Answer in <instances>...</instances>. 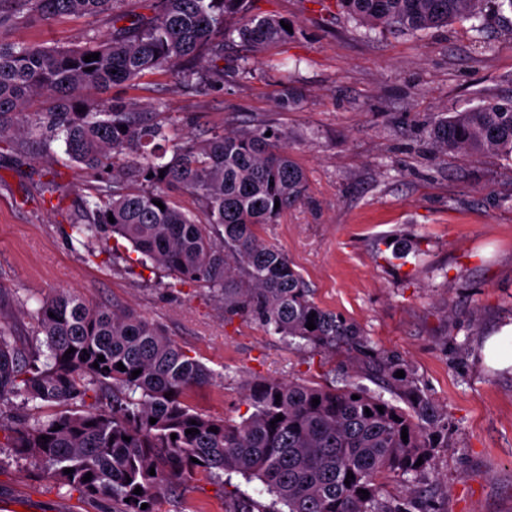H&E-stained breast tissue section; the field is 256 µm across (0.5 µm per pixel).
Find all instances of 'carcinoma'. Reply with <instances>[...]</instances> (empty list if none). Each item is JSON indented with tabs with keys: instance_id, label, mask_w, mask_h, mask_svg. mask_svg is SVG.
<instances>
[{
	"instance_id": "cac0c4a2",
	"label": "carcinoma",
	"mask_w": 512,
	"mask_h": 512,
	"mask_svg": "<svg viewBox=\"0 0 512 512\" xmlns=\"http://www.w3.org/2000/svg\"><path fill=\"white\" fill-rule=\"evenodd\" d=\"M118 2L0 0L1 29L33 16L112 12V34L68 47L0 43V142L26 152L27 144L12 139L24 127L45 153L57 146L72 164L99 175L112 170V178L89 187L85 214L71 224L89 254L110 232L130 243L141 263L205 284L224 299L227 324L254 321L287 343L300 339L327 352L357 350L366 356L362 374L381 381L393 400L352 382L264 379L244 385L250 413L241 421L213 417L187 401L189 389L212 379L211 370L160 326L133 310L92 306L60 291L36 311L48 351L42 367L24 370L20 349L0 326V405L21 396L26 402L79 403L83 410L0 424L7 447L84 498L112 502V512H156L162 496L198 472L225 487L235 475L257 480L272 496L265 503L236 486L233 512H411L422 504L420 490L412 489L405 502L389 503L382 500L383 480L418 482L447 423L414 381L396 377L407 370L404 360L371 352L360 328L319 306L286 254L259 235L262 225L275 223L307 195L306 174L288 145L260 127L175 142L159 120L162 100L146 108L94 98L184 62L192 66L179 71L180 82L195 91L213 77L197 63L217 67L224 46L237 39L252 48L288 39L282 18L253 14L254 0H144L152 15L130 20L116 11ZM505 5L512 8V0H328L326 10L368 29L418 34L484 18ZM94 53L98 59L84 61ZM37 96L53 97L55 106L26 113ZM432 145L462 157L512 160V98H484L438 118ZM174 190L192 197L197 212L178 205ZM310 316L313 330L307 328ZM71 347L75 352L67 359ZM100 355L105 361L95 368ZM119 362L126 370L118 369ZM169 392L173 396L165 397ZM314 398L320 400L316 406ZM57 425L61 429L53 430ZM193 427L199 433H186ZM66 468L74 472L66 474ZM349 472L354 479L347 485ZM137 487L139 495L133 493Z\"/></svg>"
}]
</instances>
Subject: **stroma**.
<instances>
[{"mask_svg": "<svg viewBox=\"0 0 512 512\" xmlns=\"http://www.w3.org/2000/svg\"><path fill=\"white\" fill-rule=\"evenodd\" d=\"M257 14L287 18L288 40L262 51L224 48V75L188 94L176 70L143 77L113 96L163 99L171 136L202 138L243 126L278 131L308 179L303 203L263 238L276 244L323 308L356 323L375 352H395L447 413L420 477L432 512H512V369L487 365L485 339L512 324V161L433 152L444 112L484 97H512V9L469 26L420 35L370 30L319 0H255ZM112 32V17L30 19L0 42L68 46ZM494 41L481 51L478 36ZM293 102H286L285 92ZM55 170L59 189L44 193ZM98 176L55 157L0 143V322L27 357L42 339L36 310L62 289L101 307L122 305L164 328L215 377L192 388L199 411L240 421L243 382L329 383L362 357L289 346L256 323L224 321V303L202 284L144 268L126 241L94 253L70 239V220ZM25 512H112L81 498L35 462L0 447V499ZM206 474L161 497L158 512H229Z\"/></svg>", "mask_w": 512, "mask_h": 512, "instance_id": "stroma-1", "label": "stroma"}]
</instances>
